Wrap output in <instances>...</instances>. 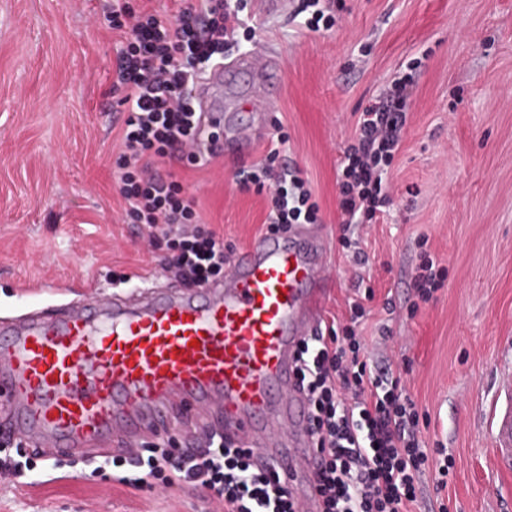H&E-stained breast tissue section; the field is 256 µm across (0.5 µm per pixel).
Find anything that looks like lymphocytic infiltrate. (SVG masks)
<instances>
[{
  "mask_svg": "<svg viewBox=\"0 0 512 512\" xmlns=\"http://www.w3.org/2000/svg\"><path fill=\"white\" fill-rule=\"evenodd\" d=\"M164 11L134 9L112 0V28L120 34L113 86L125 108L116 159L125 211L150 241L166 238L174 255L166 269L199 287L224 272V238L202 231L193 220L197 201L178 181L163 176L159 163L187 160L201 167L208 156L193 150L201 132L189 93L202 73L234 44L247 0H170ZM409 98L407 82L367 105L357 120V137L338 170L339 208L344 226L371 222L389 200L386 174L402 142ZM263 172L238 169L244 189L271 195L269 228L317 221L318 203L299 169L270 164ZM355 294L350 321L310 337L300 350L298 377L309 399L315 434L316 479L321 512H412L418 481L429 464L420 416L400 374L372 371L367 345L357 333L364 316ZM179 459L153 445L131 453L135 476L121 485L171 488L202 485L226 512H298L279 475L258 466L251 450L228 444L222 433L204 428L190 434Z\"/></svg>",
  "mask_w": 512,
  "mask_h": 512,
  "instance_id": "lymphocytic-infiltrate-1",
  "label": "lymphocytic infiltrate"
}]
</instances>
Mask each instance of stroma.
<instances>
[{
  "mask_svg": "<svg viewBox=\"0 0 512 512\" xmlns=\"http://www.w3.org/2000/svg\"><path fill=\"white\" fill-rule=\"evenodd\" d=\"M245 14L253 38L233 51L270 48L284 72L272 92L274 126L287 134L279 164L307 179L320 206L335 288L325 320L345 321L356 274L375 293L363 334L378 361L402 366L407 394L429 418L427 447L454 460L447 487L428 466L415 512H500L512 474L496 472L485 396L512 338V0H334L335 26ZM112 0H0V320L54 309L89 281L125 296L174 278L165 244L148 246L124 210L114 176L124 114L112 87L119 38ZM411 75L408 121L389 169L390 201L360 228L368 255L356 271L339 238L337 171L356 119L394 78ZM238 164L167 162L198 200L203 228L234 255L263 230L270 199L239 189ZM448 269L416 314L408 306L418 241ZM30 462L0 478V512H224L201 486L134 489L96 466L61 457L3 430Z\"/></svg>",
  "mask_w": 512,
  "mask_h": 512,
  "instance_id": "stroma-1",
  "label": "stroma"
}]
</instances>
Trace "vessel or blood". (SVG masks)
I'll return each instance as SVG.
<instances>
[{
	"mask_svg": "<svg viewBox=\"0 0 512 512\" xmlns=\"http://www.w3.org/2000/svg\"><path fill=\"white\" fill-rule=\"evenodd\" d=\"M242 73L258 90L255 110L268 112L267 91L281 66L272 54H248L214 66L198 85L194 108L205 129L223 127L220 93ZM260 139L246 125L212 150L237 158ZM327 268L321 231L296 224L239 251L221 283L130 299L87 289L56 312L0 323V389L11 400L12 434L75 456L106 451L118 438L132 444L184 413L210 411L235 445L276 465L303 512H319L296 369L302 340L321 325L332 286ZM488 425L495 468L512 473V357L496 373Z\"/></svg>",
	"mask_w": 512,
	"mask_h": 512,
	"instance_id": "vessel-or-blood-1",
	"label": "vessel or blood"
}]
</instances>
